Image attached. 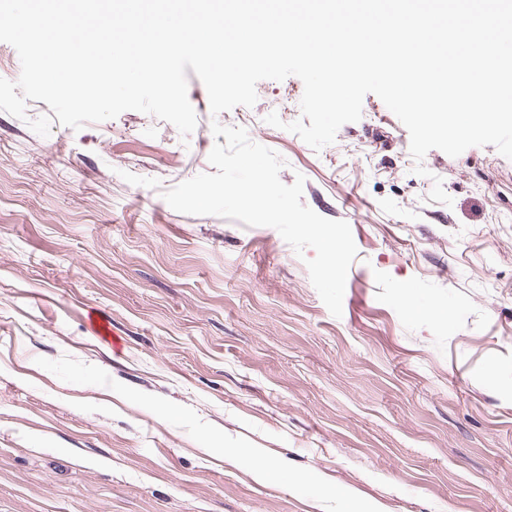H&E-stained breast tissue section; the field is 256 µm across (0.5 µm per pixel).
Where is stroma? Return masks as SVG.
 Listing matches in <instances>:
<instances>
[{
	"instance_id": "35a3bbf8",
	"label": "stroma",
	"mask_w": 512,
	"mask_h": 512,
	"mask_svg": "<svg viewBox=\"0 0 512 512\" xmlns=\"http://www.w3.org/2000/svg\"><path fill=\"white\" fill-rule=\"evenodd\" d=\"M256 91L215 116L189 75L186 139L0 112V512H512V160L433 149L418 175L373 94L317 152L265 121L300 119L302 81ZM215 121L349 224L341 317L313 249L164 200L211 172Z\"/></svg>"
}]
</instances>
